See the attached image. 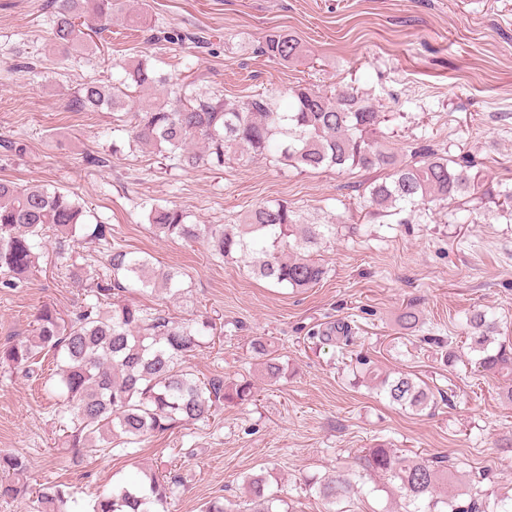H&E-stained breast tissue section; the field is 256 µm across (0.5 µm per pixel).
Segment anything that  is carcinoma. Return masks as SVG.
I'll use <instances>...</instances> for the list:
<instances>
[{"label":"carcinoma","mask_w":512,"mask_h":512,"mask_svg":"<svg viewBox=\"0 0 512 512\" xmlns=\"http://www.w3.org/2000/svg\"><path fill=\"white\" fill-rule=\"evenodd\" d=\"M123 0H48L52 41L65 51L104 52L112 45V15ZM179 31L157 30L154 46L182 43ZM260 53L273 61L300 57L299 41L285 33L270 34ZM155 55H136L116 65L110 82L89 80L69 100L74 112L105 109L115 115L114 132L126 134L129 149L159 153L180 169H220L245 158L262 157L276 165L301 171L349 168L383 172L370 183L367 201L373 214L393 217L398 224L424 214L441 202L471 198L480 184L470 174L474 162L457 159L427 146L415 147L399 159L384 148L383 117L356 88L326 90L299 84L288 91V110L282 111L275 94L257 93L238 102L198 92L194 84L175 82L160 72ZM166 89L160 104H136L135 94ZM147 221L158 235L188 242H206L212 256L235 261L248 274L286 288H310L320 283L326 269L312 258L314 251L336 235L330 222H306L299 211L282 201L255 208L243 223L189 224L187 212L176 206L145 205ZM91 214L76 195L54 186L20 184L0 179V285L10 288L37 263L40 251L55 245L58 253L79 238L106 239L109 228ZM110 283L89 290V299L64 318L52 305L36 314V328L26 341L0 349V364L25 368L42 353L56 363L52 389L62 398L58 414L63 438L78 463L121 446L137 453L148 436L179 425L207 422L222 404H244L255 395L252 380L232 385L219 378L202 379L184 365L214 335L209 321L175 322L160 311L122 298L132 288L182 292V272L160 271L150 257L112 247ZM471 329L469 350L483 371L512 381V342L497 339L499 321L483 310L466 320ZM351 327L338 323L322 334L328 344L350 341ZM252 351L267 378H279L283 365L272 357L267 342L256 339ZM379 391L393 404L415 412L438 404L432 389L418 377L399 373L385 376ZM365 470L398 483L408 509L405 512H512V495L490 496L470 481L461 501L440 493L447 477L446 457L432 460L397 455L383 443L360 458ZM24 459L0 451V498L21 493ZM245 512H276L279 501L264 477L247 476ZM324 512H344L340 505L355 487L348 475L337 473L312 483ZM174 494L171 478L142 471L111 494L98 496L91 512H162ZM71 493L63 484H50L36 493L37 512H70Z\"/></svg>","instance_id":"carcinoma-1"}]
</instances>
